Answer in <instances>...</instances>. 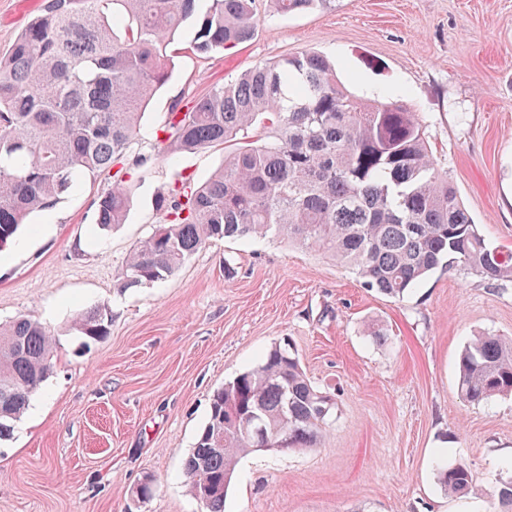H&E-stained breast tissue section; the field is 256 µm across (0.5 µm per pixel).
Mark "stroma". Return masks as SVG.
Here are the masks:
<instances>
[{
	"label": "stroma",
	"mask_w": 512,
	"mask_h": 512,
	"mask_svg": "<svg viewBox=\"0 0 512 512\" xmlns=\"http://www.w3.org/2000/svg\"><path fill=\"white\" fill-rule=\"evenodd\" d=\"M43 0H0V54ZM251 40L202 57L192 28L168 47L171 78L145 104L130 157L146 158L124 224L95 226L110 175L32 214L0 264V322L54 333L53 370L0 438V512H204L184 464L224 383L274 343L297 351L335 406L324 444L239 458L225 512H497L512 478V397L470 405L460 353L481 333L512 339V281L437 270L404 298L273 237L215 239L177 272L121 285L131 249L162 223L155 199L175 174L207 180L222 147L169 161L153 138L173 107L251 67L312 50L357 97L417 112L433 155L488 241L512 249V0H327L274 14L258 0ZM112 315L86 343L77 314ZM465 463L466 494L438 464ZM151 476L154 492L133 489ZM438 473L439 484L448 493H467L472 488V475L465 464L446 465Z\"/></svg>",
	"instance_id": "35a3bbf8"
}]
</instances>
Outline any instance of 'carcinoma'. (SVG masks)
<instances>
[{"mask_svg":"<svg viewBox=\"0 0 512 512\" xmlns=\"http://www.w3.org/2000/svg\"><path fill=\"white\" fill-rule=\"evenodd\" d=\"M322 0H270L278 13ZM196 28L190 48L210 56L249 41L256 0H47L0 56V249L27 219L52 209L82 180L112 173L97 201L102 231L125 221L124 166L141 110L166 84L167 48ZM155 140L169 160L208 144L236 148L198 185L178 175L157 198L164 222L139 241L123 287L174 274L213 239L276 236L355 271L392 298L437 268L512 281V250L492 247L437 167L414 112L348 91L323 55L304 51L259 64L170 112ZM106 307L80 314L90 341L108 333ZM54 342L27 318L0 323V437L52 369ZM458 391L466 403L512 395V339L477 336L463 349ZM329 395L306 376L290 344L214 392L209 419L186 463L206 512H224L238 457L287 429L288 448H319ZM449 493H466L462 463L439 469Z\"/></svg>","mask_w":512,"mask_h":512,"instance_id":"carcinoma-1","label":"carcinoma"}]
</instances>
